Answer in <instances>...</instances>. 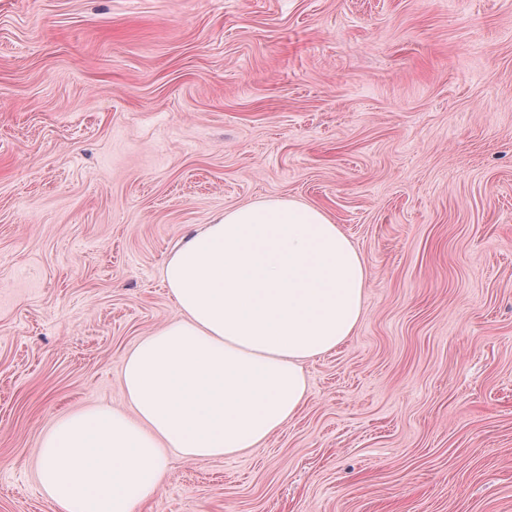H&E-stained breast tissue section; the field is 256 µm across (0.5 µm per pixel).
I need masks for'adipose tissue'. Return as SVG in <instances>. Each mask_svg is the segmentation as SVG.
Wrapping results in <instances>:
<instances>
[{
    "instance_id": "ef3b65f1",
    "label": "adipose tissue",
    "mask_w": 512,
    "mask_h": 512,
    "mask_svg": "<svg viewBox=\"0 0 512 512\" xmlns=\"http://www.w3.org/2000/svg\"><path fill=\"white\" fill-rule=\"evenodd\" d=\"M180 316L126 355L128 410L97 404L42 435L37 479L53 512H136L169 452L197 462L256 447L297 414L304 362L364 314L368 273L327 212L293 198L230 208L166 259Z\"/></svg>"
}]
</instances>
